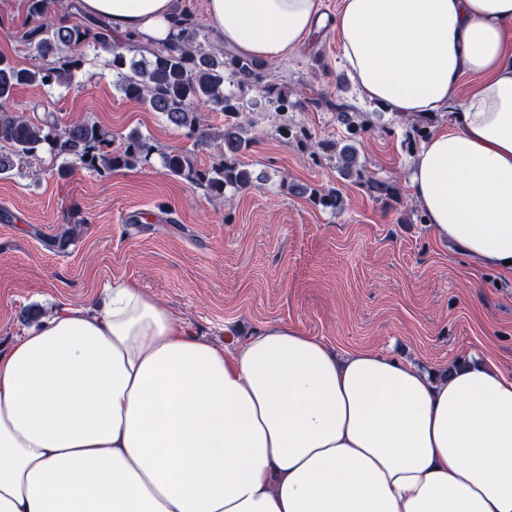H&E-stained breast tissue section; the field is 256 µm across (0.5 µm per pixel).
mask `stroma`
<instances>
[{
	"mask_svg": "<svg viewBox=\"0 0 512 512\" xmlns=\"http://www.w3.org/2000/svg\"><path fill=\"white\" fill-rule=\"evenodd\" d=\"M31 28L0 0L1 56L42 64ZM75 52L83 65L71 83L21 86L11 111L61 130L94 122L107 134L106 153L123 151L136 132L157 153L113 170L67 156L30 159L0 176V352L58 302L86 305L103 285L126 280L220 349L287 324L340 355L370 349L438 375L472 362L512 372V275L476 265L438 237L407 189L411 154L447 115L370 113L356 141L369 175L397 188L381 200L340 177L335 161L312 156L310 143L283 139L250 93L258 135L241 160L260 180L215 197L169 175L158 154L189 150L205 168L220 150L196 147L161 113L127 98L97 46ZM265 75L294 99L361 104L325 28ZM292 120L313 141L348 136L325 107ZM292 184L302 193L289 192ZM330 188L343 210L313 203L311 191Z\"/></svg>",
	"mask_w": 512,
	"mask_h": 512,
	"instance_id": "35a3bbf8",
	"label": "stroma"
}]
</instances>
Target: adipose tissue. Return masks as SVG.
Instances as JSON below:
<instances>
[{
  "instance_id": "adipose-tissue-1",
  "label": "adipose tissue",
  "mask_w": 512,
  "mask_h": 512,
  "mask_svg": "<svg viewBox=\"0 0 512 512\" xmlns=\"http://www.w3.org/2000/svg\"><path fill=\"white\" fill-rule=\"evenodd\" d=\"M166 40L175 0H82ZM224 45L262 63L332 23L361 95L447 115L408 186L426 223L512 273V0H207ZM470 88H463V78ZM0 512H512V377L436 379L334 355L297 327L229 350L137 285L61 303L0 353Z\"/></svg>"
}]
</instances>
